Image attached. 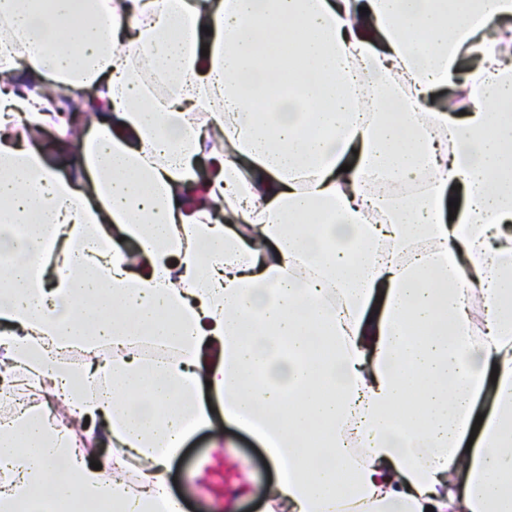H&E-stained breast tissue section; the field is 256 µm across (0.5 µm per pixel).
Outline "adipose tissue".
Wrapping results in <instances>:
<instances>
[{
    "label": "adipose tissue",
    "instance_id": "adipose-tissue-1",
    "mask_svg": "<svg viewBox=\"0 0 512 512\" xmlns=\"http://www.w3.org/2000/svg\"><path fill=\"white\" fill-rule=\"evenodd\" d=\"M0 28V402L32 399L0 512H175L207 391L263 512H512V0H0Z\"/></svg>",
    "mask_w": 512,
    "mask_h": 512
}]
</instances>
